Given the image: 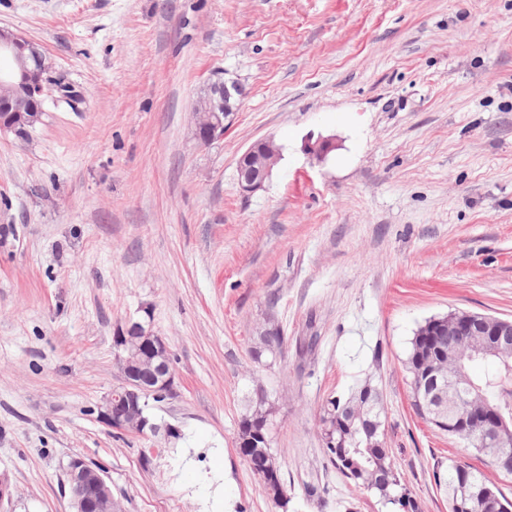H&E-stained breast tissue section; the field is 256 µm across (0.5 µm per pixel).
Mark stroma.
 Segmentation results:
<instances>
[{
    "label": "stroma",
    "mask_w": 512,
    "mask_h": 512,
    "mask_svg": "<svg viewBox=\"0 0 512 512\" xmlns=\"http://www.w3.org/2000/svg\"><path fill=\"white\" fill-rule=\"evenodd\" d=\"M0 26L77 94L0 131V512H73V456L123 512H279L236 445L260 386L288 512H389L319 438L326 400L365 381L421 512H448L452 459L512 498L416 413L405 366L431 318L512 320V0H0ZM218 72L247 94L201 145ZM267 138L282 157L242 193L238 158ZM146 312L176 385L155 435L99 416L113 338ZM270 319L285 354L259 365Z\"/></svg>",
    "instance_id": "35a3bbf8"
}]
</instances>
